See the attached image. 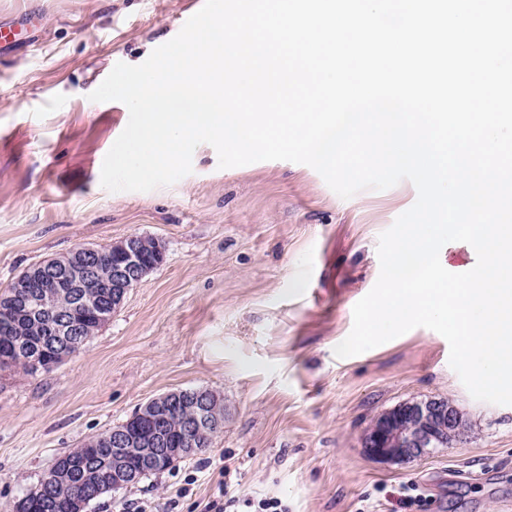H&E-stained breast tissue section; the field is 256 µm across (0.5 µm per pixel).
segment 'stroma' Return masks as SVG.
<instances>
[{
	"label": "stroma",
	"instance_id": "35a3bbf8",
	"mask_svg": "<svg viewBox=\"0 0 512 512\" xmlns=\"http://www.w3.org/2000/svg\"><path fill=\"white\" fill-rule=\"evenodd\" d=\"M204 0H0V293L29 266L78 246L155 239L164 261L80 350L34 375L0 370V512L55 458L150 399L207 389L224 404L209 448L93 501L132 512L178 498L196 512L228 472L231 494L288 512H512V405L474 400L425 327L340 358L353 308L376 283L380 234L413 206L407 180L340 198L312 167L261 161L193 171L150 192H110L103 160L129 120L89 95L117 63L138 65ZM444 398L466 442L379 462L366 428L394 407ZM416 484L421 501L406 505Z\"/></svg>",
	"mask_w": 512,
	"mask_h": 512
}]
</instances>
